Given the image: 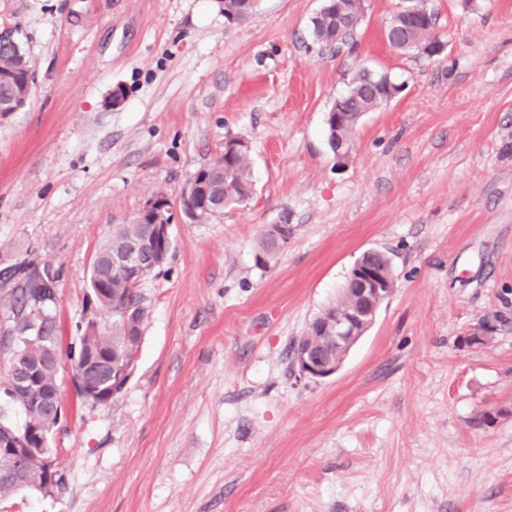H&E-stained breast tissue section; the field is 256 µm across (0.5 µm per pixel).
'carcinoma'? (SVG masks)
<instances>
[{
    "label": "carcinoma",
    "instance_id": "cac0c4a2",
    "mask_svg": "<svg viewBox=\"0 0 512 512\" xmlns=\"http://www.w3.org/2000/svg\"><path fill=\"white\" fill-rule=\"evenodd\" d=\"M411 6L421 15L418 23H413L402 12H395L384 28L388 43L397 52L419 58L422 47L427 43L438 42L435 33L436 16L427 7L426 0H411ZM256 0H227L224 4V16L228 22L245 21L254 11ZM355 28L351 27L336 36V22L326 16L312 19V35L321 46L344 44L353 37ZM0 72L13 76V82L0 83V112H10L22 101L26 91L27 76L33 74L29 56L24 50L0 42ZM394 85L390 76L373 74L365 69L358 71L350 82L347 91V106L352 109L349 124L336 129L330 127L327 140L331 150L340 144H352V136L363 119V114L375 110L386 102V87ZM238 148L231 156H221L214 163L198 170L205 176L207 185L220 191L223 208L243 206L251 199L253 182L251 179V161L248 147L237 140ZM147 224L135 220L129 224H120L104 239L98 249L99 259L108 261L109 256L146 235ZM288 245V239L282 236L281 226L270 224L265 229L254 253L255 265L266 269L276 260L278 253ZM363 263L383 273L388 286H395V276L391 257L384 251L363 255ZM149 265L140 266L136 274L112 271L108 279V288L112 295V314L107 316L96 335L86 337L97 350L112 358L114 362L124 363L137 356L142 337L139 329L145 327L149 315V306L141 283L151 274ZM7 280L14 281L5 302L8 303V330L0 336V346L10 352L9 382L3 388L7 403L19 408L25 416L21 426L23 431L43 434L55 430L60 416L55 406L61 400L52 397L62 396L58 382V365L51 354H62V342L59 325L53 306L57 302V289L50 288L47 282L57 283L47 273V264L23 260L11 270ZM353 304V297L344 292L339 299L326 306L311 322L299 341L316 345L320 341V331L327 320L338 312H346ZM38 365L36 387L15 393L11 390L15 373L31 365ZM42 469L41 458L32 456L25 463L24 471L11 480L0 479V498L20 490L30 489L27 475Z\"/></svg>",
    "mask_w": 512,
    "mask_h": 512
}]
</instances>
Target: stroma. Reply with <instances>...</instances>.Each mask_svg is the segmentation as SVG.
Returning a JSON list of instances; mask_svg holds the SVG:
<instances>
[{
    "instance_id": "35a3bbf8",
    "label": "stroma",
    "mask_w": 512,
    "mask_h": 512,
    "mask_svg": "<svg viewBox=\"0 0 512 512\" xmlns=\"http://www.w3.org/2000/svg\"><path fill=\"white\" fill-rule=\"evenodd\" d=\"M399 2L365 0L336 52L310 36L321 0H259L239 24L216 0H0L36 72L0 112V270H57L64 343L113 225L178 202L231 137L254 185L171 225L120 395L81 404L62 361L64 482L0 512H512V0H428L430 60L385 42ZM362 68L402 90L340 162L326 115ZM283 217L295 234L259 269ZM369 249L393 292L334 377H299L293 341ZM496 314L487 344L459 346ZM288 245V239L282 236L279 224H270L265 229L254 253L255 265L266 269L276 260L278 253Z\"/></svg>"
}]
</instances>
